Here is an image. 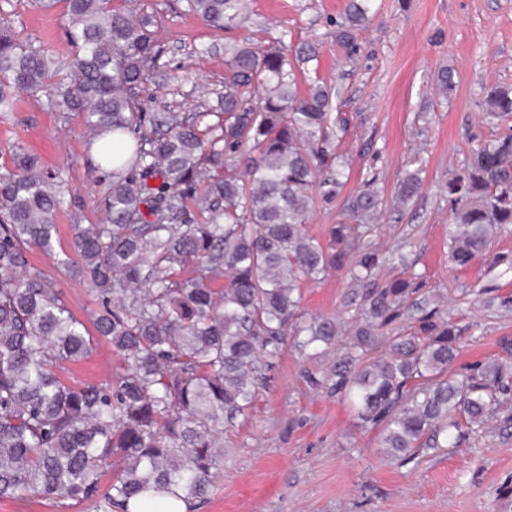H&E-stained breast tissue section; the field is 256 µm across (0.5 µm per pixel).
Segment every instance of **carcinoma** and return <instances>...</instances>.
Wrapping results in <instances>:
<instances>
[{
  "instance_id": "cac0c4a2",
  "label": "carcinoma",
  "mask_w": 512,
  "mask_h": 512,
  "mask_svg": "<svg viewBox=\"0 0 512 512\" xmlns=\"http://www.w3.org/2000/svg\"><path fill=\"white\" fill-rule=\"evenodd\" d=\"M66 4L75 53L62 71L0 14V112L16 93L37 96L58 75L51 105L86 113L88 145L109 135L124 149L102 144L97 168L111 174L100 201L105 223L74 225L76 260H60L93 284L91 330L28 260L33 246L53 251L63 179L19 146L0 172V499L121 512L132 499L169 496L191 509L205 501L223 460L224 429L247 415L262 371L288 336L302 351L338 342L335 319L300 323L301 286L343 268L349 256L351 303L360 312L326 380L361 421L383 426L384 447L401 457L455 448L512 409L511 370L488 363L451 371L460 330L414 298L411 282H377L384 257L356 232L375 220L372 182L344 200L350 223L332 229L334 247L306 232L316 187H325L329 203L344 186L334 138L346 120L333 117L325 85L298 92L284 46L226 45L222 111L149 118L138 91L158 67L156 17L112 0ZM372 7L373 0H350L336 38L354 47ZM186 8L231 27L245 19L246 0H186ZM437 85L448 98L454 73L440 70ZM483 105L507 119L512 84L490 87ZM208 115L216 121L203 131ZM422 188L419 170L409 171L397 200L407 206ZM443 192L451 204L449 261L463 267L512 224V134L479 145ZM221 278L224 287H215ZM411 311L419 312L415 331L371 356L378 331ZM103 342L121 360L111 381L78 387L60 378L64 364Z\"/></svg>"
}]
</instances>
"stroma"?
<instances>
[{
  "label": "stroma",
  "instance_id": "35a3bbf8",
  "mask_svg": "<svg viewBox=\"0 0 512 512\" xmlns=\"http://www.w3.org/2000/svg\"><path fill=\"white\" fill-rule=\"evenodd\" d=\"M140 2L160 23L159 66L140 92L149 114L219 111L225 44L277 41L292 55L313 46L300 88L319 81L340 89L333 110L348 121L338 146L350 163L344 195L373 177L382 197L365 237L393 256L378 270V282L415 279L418 298L462 329L456 370L512 365V226L498 232L486 254L455 268L442 193L472 149L512 129L486 118L482 105L489 87L512 84V0H373V18L352 51L336 39L348 0H249L245 22L223 30L188 12L184 0ZM5 9L22 38L59 64L69 62L74 49L63 0L49 12L28 0H10ZM445 67L456 87L442 100L435 80ZM49 98L22 93L13 111L0 113V171L19 146L67 182L54 251L36 248L29 259L87 322L91 285L61 259L73 251L75 225L102 223L99 201L109 180L89 161L84 114L55 111ZM412 159L422 168L423 190L400 209L397 184ZM351 291L345 273L330 271L303 285L301 311L350 322ZM341 352L336 345L308 358L294 347L284 350L248 416L225 433L224 459L199 512H512V419L495 418L488 433L458 448L399 460L382 447L380 428L362 423L323 385ZM119 367L118 355L103 343L66 364L61 376L75 386L106 382Z\"/></svg>",
  "mask_w": 512,
  "mask_h": 512
}]
</instances>
